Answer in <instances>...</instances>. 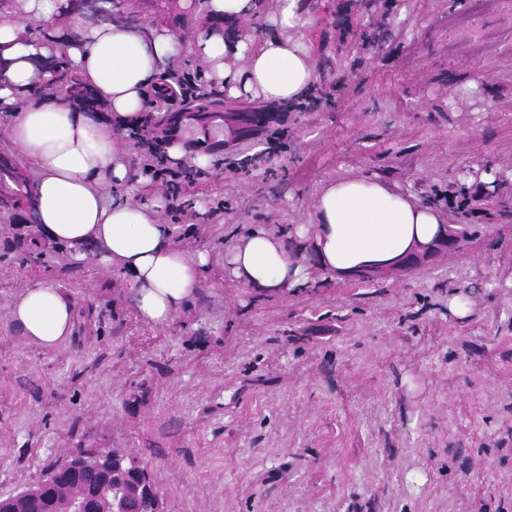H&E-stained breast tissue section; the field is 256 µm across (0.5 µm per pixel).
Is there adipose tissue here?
<instances>
[{
	"label": "adipose tissue",
	"mask_w": 512,
	"mask_h": 512,
	"mask_svg": "<svg viewBox=\"0 0 512 512\" xmlns=\"http://www.w3.org/2000/svg\"><path fill=\"white\" fill-rule=\"evenodd\" d=\"M66 0H8L0 21V45L13 63L0 80V110L14 113L8 140L36 173L33 184L37 232L69 248L81 261L87 251L121 272L135 313L146 324L169 325L196 297L211 265L206 251L189 252L174 240L175 228L159 217L160 196L143 197L125 150L149 106L147 89L176 72L184 55L204 65V76L227 97H259L274 103L302 100L316 80L310 47L299 31L307 23L301 0H272L270 35L243 36L216 29L241 22L256 0H204L213 26L198 27L192 40L160 24L73 20L76 37L36 42L24 37L27 19L63 17ZM65 56L95 90L108 115L77 112L51 94L32 99L35 61ZM446 233L441 213L395 184L353 175L319 190L311 224L279 233L263 229L238 238L224 267L250 290L275 294L308 283L303 249L338 278L364 270L400 267ZM75 299L49 281L26 283L9 309L22 336L50 351L70 338Z\"/></svg>",
	"instance_id": "obj_1"
}]
</instances>
